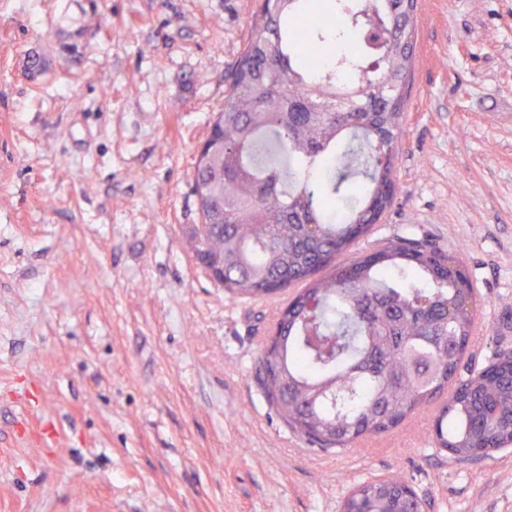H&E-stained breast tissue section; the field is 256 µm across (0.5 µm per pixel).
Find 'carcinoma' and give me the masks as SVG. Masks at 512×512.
<instances>
[{
  "mask_svg": "<svg viewBox=\"0 0 512 512\" xmlns=\"http://www.w3.org/2000/svg\"><path fill=\"white\" fill-rule=\"evenodd\" d=\"M262 0L254 36L224 72V105L193 193L194 253L245 299L304 288L283 310L255 378L284 425L322 449L390 432L441 396L429 445L458 461L512 447V349L499 371L464 367L479 298L462 251L398 238L346 266L395 198L418 6L406 0ZM350 51L334 45L351 39ZM357 203L340 222L336 198ZM342 512H423L400 478L357 485Z\"/></svg>",
  "mask_w": 512,
  "mask_h": 512,
  "instance_id": "cac0c4a2",
  "label": "carcinoma"
}]
</instances>
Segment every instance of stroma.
<instances>
[{"instance_id": "1", "label": "stroma", "mask_w": 512, "mask_h": 512, "mask_svg": "<svg viewBox=\"0 0 512 512\" xmlns=\"http://www.w3.org/2000/svg\"><path fill=\"white\" fill-rule=\"evenodd\" d=\"M259 0H0V512H340L396 475L425 512H512V448L458 462L434 409L324 451L255 361L289 293L188 247L196 148ZM44 60L29 69L31 55ZM388 240L464 250L473 364L512 348V0H419Z\"/></svg>"}]
</instances>
